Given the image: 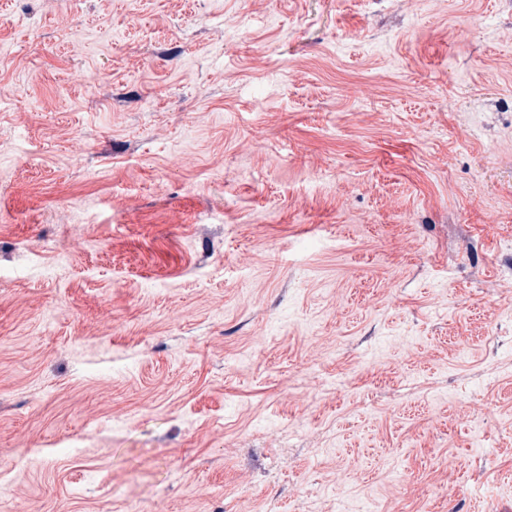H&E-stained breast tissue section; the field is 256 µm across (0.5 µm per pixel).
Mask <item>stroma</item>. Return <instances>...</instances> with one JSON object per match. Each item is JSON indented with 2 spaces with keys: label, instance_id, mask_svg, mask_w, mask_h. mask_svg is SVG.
I'll use <instances>...</instances> for the list:
<instances>
[{
  "label": "stroma",
  "instance_id": "obj_1",
  "mask_svg": "<svg viewBox=\"0 0 512 512\" xmlns=\"http://www.w3.org/2000/svg\"><path fill=\"white\" fill-rule=\"evenodd\" d=\"M512 0H6L0 512H512Z\"/></svg>",
  "mask_w": 512,
  "mask_h": 512
}]
</instances>
